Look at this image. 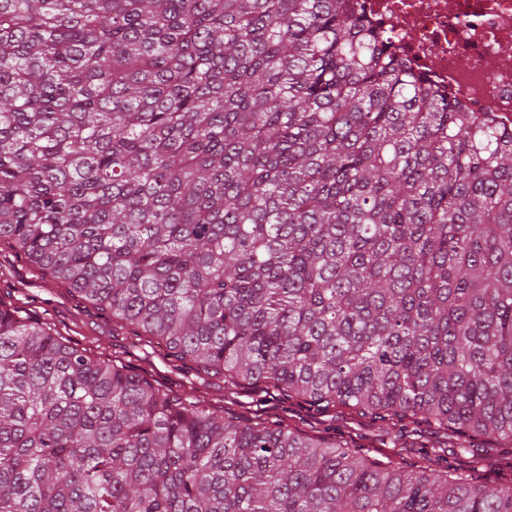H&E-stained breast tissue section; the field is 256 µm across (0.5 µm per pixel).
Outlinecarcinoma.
I'll return each mask as SVG.
<instances>
[{"instance_id":"carcinoma-1","label":"carcinoma","mask_w":512,"mask_h":512,"mask_svg":"<svg viewBox=\"0 0 512 512\" xmlns=\"http://www.w3.org/2000/svg\"><path fill=\"white\" fill-rule=\"evenodd\" d=\"M224 388L471 452L411 468L0 301V512H512V130L349 0H0V242Z\"/></svg>"}]
</instances>
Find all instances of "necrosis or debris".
Segmentation results:
<instances>
[{
    "label": "necrosis or debris",
    "instance_id": "4bbe7bcc",
    "mask_svg": "<svg viewBox=\"0 0 512 512\" xmlns=\"http://www.w3.org/2000/svg\"><path fill=\"white\" fill-rule=\"evenodd\" d=\"M375 30L464 109L512 127V0H359Z\"/></svg>",
    "mask_w": 512,
    "mask_h": 512
}]
</instances>
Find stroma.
<instances>
[{
  "label": "stroma",
  "instance_id": "stroma-1",
  "mask_svg": "<svg viewBox=\"0 0 512 512\" xmlns=\"http://www.w3.org/2000/svg\"><path fill=\"white\" fill-rule=\"evenodd\" d=\"M0 300L24 314L33 309L45 314L74 342L92 343L107 353L126 357L138 372L162 385L179 383L178 377L166 373L162 364L152 365L141 360L137 338L127 331L114 329L107 314L72 296L64 285L42 275L29 261L3 245H0ZM240 398L260 414L304 420L316 426L324 436L355 437L373 457H382L393 450L389 437L379 434L370 418L358 417L343 409L323 410L259 386L243 389Z\"/></svg>",
  "mask_w": 512,
  "mask_h": 512
}]
</instances>
